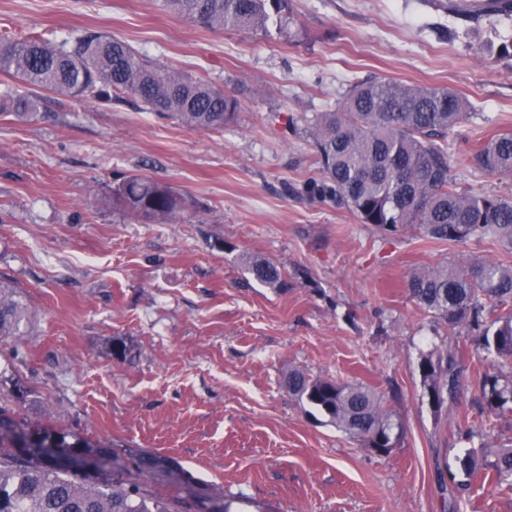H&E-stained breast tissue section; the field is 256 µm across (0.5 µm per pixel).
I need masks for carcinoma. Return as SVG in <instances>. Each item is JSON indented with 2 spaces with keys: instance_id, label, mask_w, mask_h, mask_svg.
Instances as JSON below:
<instances>
[{
  "instance_id": "carcinoma-1",
  "label": "carcinoma",
  "mask_w": 512,
  "mask_h": 512,
  "mask_svg": "<svg viewBox=\"0 0 512 512\" xmlns=\"http://www.w3.org/2000/svg\"><path fill=\"white\" fill-rule=\"evenodd\" d=\"M171 11L211 30L265 32L298 40L292 0H164ZM448 8L470 19L512 13V0H451ZM0 71L29 87L28 94L0 93V115L28 117L38 111L37 92L53 91L91 103L131 96L148 112H159L197 130L220 132L239 101L224 89L139 56L111 36L78 31L56 44L40 35L0 34ZM470 118L468 103L447 90L371 77L354 82L339 105L312 119L289 118L288 127L309 139L317 176L303 192L321 203L352 211L363 224L395 235L416 227L450 244L488 238L506 259H470L421 267L410 273V297L456 335L476 330L490 362L474 371L488 417L512 411V379L491 374L512 365V194L459 191L450 174L448 135ZM483 172L512 177V132L486 139L472 152ZM115 208L154 223L175 221L186 199L141 174L123 177L112 193ZM244 270L261 285L288 287L273 261L243 255ZM510 313L493 317L496 310ZM31 318L13 286L0 282V338L18 336ZM460 346L423 357L424 387L435 408L456 401L464 375ZM288 391L306 413H318L339 431L379 455L397 447L402 425L376 389L309 378L296 372ZM0 406V512H184L182 498L149 494L132 479L129 466L147 477L167 476L184 486L196 479L169 458L137 449L122 459L104 441L56 429L48 420L25 424L29 435L70 455L106 457L112 477L81 478L57 466L50 455L24 454L10 427L16 422ZM492 467L512 478V448H499Z\"/></svg>"
}]
</instances>
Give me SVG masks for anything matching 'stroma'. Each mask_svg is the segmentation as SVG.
Masks as SVG:
<instances>
[{
  "label": "stroma",
  "instance_id": "stroma-1",
  "mask_svg": "<svg viewBox=\"0 0 512 512\" xmlns=\"http://www.w3.org/2000/svg\"><path fill=\"white\" fill-rule=\"evenodd\" d=\"M443 0H293L304 37L213 31L163 0H0V30L62 42L78 30L125 41L157 65L235 95L219 133L145 111L42 92L25 121L0 117V281L32 311L24 335L0 341V399L29 390L20 418L116 451L177 459L197 483L141 478L213 512L206 491L242 497L246 512H512V486L480 470L459 490L458 423L480 429V394L434 408L420 363L448 344L446 324L410 297V272L498 257L488 239L448 245L417 228L380 234L347 209L302 192L313 150L289 115L312 116L369 77L449 89L473 107L465 144L449 142L459 189L512 193L477 169L469 148L512 130V20L491 26ZM188 196L171 224L113 209L124 176ZM243 253L277 263L276 291L244 274ZM310 276L314 287L302 284ZM127 345L112 352L113 338ZM363 383L404 426L379 455L310 421L290 374Z\"/></svg>",
  "mask_w": 512,
  "mask_h": 512
}]
</instances>
